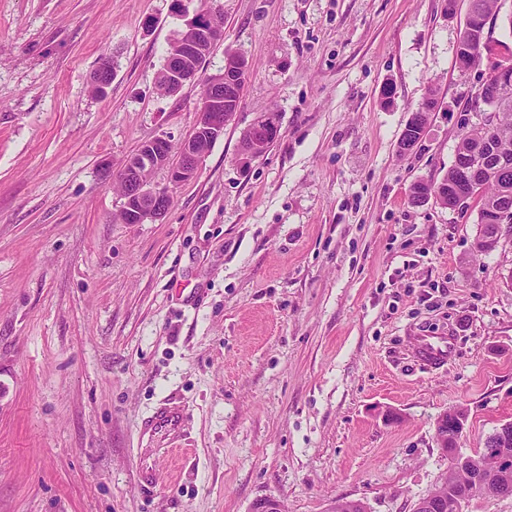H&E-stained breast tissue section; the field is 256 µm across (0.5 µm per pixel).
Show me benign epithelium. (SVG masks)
<instances>
[{
	"label": "benign epithelium",
	"mask_w": 512,
	"mask_h": 512,
	"mask_svg": "<svg viewBox=\"0 0 512 512\" xmlns=\"http://www.w3.org/2000/svg\"><path fill=\"white\" fill-rule=\"evenodd\" d=\"M224 38V29L209 20L192 17L173 39L174 59L168 71V94L174 95L182 87L197 78V70L193 67V59L198 55H207L213 47ZM248 69L245 66L224 63V68L209 76L195 108L196 121L193 133L180 145L179 160L167 167V185L159 187L146 182L142 174L160 165V156L169 146L165 137H156L147 141L136 154L126 159L119 173L126 180L128 190L123 196V222L142 224L160 220L170 209L172 189L180 183L194 177L200 164L209 153L212 145L224 134L225 121L231 113L224 112L225 94L231 93L236 85L246 78ZM512 72L504 65L492 67L477 93L479 106H486L498 101L503 90L507 88L508 77ZM486 148L479 144L474 149L476 161L460 167L456 190L460 194H468L485 175L510 166L507 160H491L484 155ZM467 417L458 410H448L436 419L435 441L445 454L455 457V469L461 470L467 465V457L462 456L448 447V438L455 440L462 435ZM486 452L496 456L498 468L489 477L499 487L509 484L512 472L506 467L509 462L508 448L512 447V422L501 424L487 436ZM443 487H452L456 508L462 509L470 499L468 485L443 478ZM448 507V498L437 491L418 500L414 512H442Z\"/></svg>",
	"instance_id": "obj_1"
}]
</instances>
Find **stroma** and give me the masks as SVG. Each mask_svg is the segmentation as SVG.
I'll return each mask as SVG.
<instances>
[{"label":"stroma","instance_id":"1","mask_svg":"<svg viewBox=\"0 0 512 512\" xmlns=\"http://www.w3.org/2000/svg\"><path fill=\"white\" fill-rule=\"evenodd\" d=\"M217 3L205 72L248 60L236 112L163 219L123 224L103 167L192 133L202 81L155 76L199 0H0V512H413L448 469L440 414L466 410L464 455L512 421V230L478 254L477 203L409 199L485 119L502 55L460 69L468 0ZM429 334L444 368L411 363ZM161 407L186 414L173 452L142 434ZM509 74L508 67L504 65L492 67L476 96L480 107L498 101L503 90L507 88Z\"/></svg>","mask_w":512,"mask_h":512}]
</instances>
